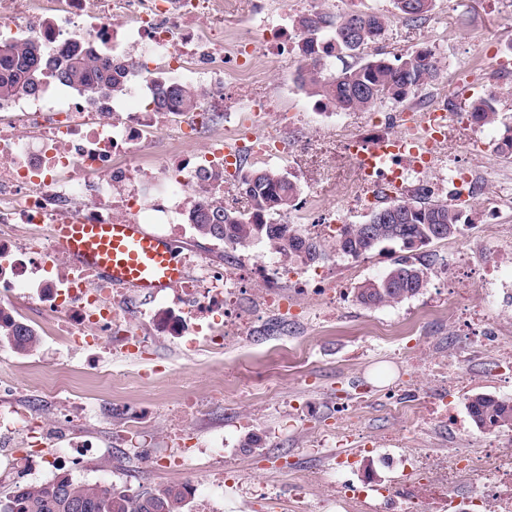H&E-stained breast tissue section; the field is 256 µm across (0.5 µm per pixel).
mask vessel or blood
Listing matches in <instances>:
<instances>
[{
	"instance_id": "1",
	"label": "vessel or blood",
	"mask_w": 512,
	"mask_h": 512,
	"mask_svg": "<svg viewBox=\"0 0 512 512\" xmlns=\"http://www.w3.org/2000/svg\"><path fill=\"white\" fill-rule=\"evenodd\" d=\"M361 173H376L385 180L377 163L390 159L396 166L429 163L433 155L417 141L392 134L375 142L360 143L353 154ZM58 252L72 263L90 269L116 288H131L155 297L177 286L185 276L172 242L149 232L143 224L118 221L112 224H54L50 227Z\"/></svg>"
}]
</instances>
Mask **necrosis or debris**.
Instances as JSON below:
<instances>
[{
  "label": "necrosis or debris",
  "instance_id": "1",
  "mask_svg": "<svg viewBox=\"0 0 512 512\" xmlns=\"http://www.w3.org/2000/svg\"><path fill=\"white\" fill-rule=\"evenodd\" d=\"M44 0H0V40L34 42L57 49L88 38L101 57L132 48L128 91L119 101L89 98L46 81L40 95L20 93L0 100V312L11 313L10 300L30 295L49 316L61 341L73 351L87 352L97 365L96 349L123 322L125 292L100 282L95 274L63 260L52 238L35 235L45 224H88L148 218L161 229L184 223L190 202L223 197V181L204 175L223 170L224 148L250 139L241 126L228 139L211 140L203 153L158 165L150 160L158 144L154 131L169 123L171 112L157 110L140 91L152 83L157 63L173 79L200 89L201 105L191 129L206 133L223 125L228 112H248L260 120L271 109L268 97L251 90L253 74L246 63L258 49H287L281 29L258 24L242 34L236 48L225 50L215 33L222 0H65L60 14L44 16ZM241 89L237 99L224 98L225 80ZM481 170L457 165L448 172V203L466 207L482 198L491 236L512 237V225L498 223L504 197H481ZM29 234L17 237V228ZM194 275L177 290L175 305L148 314L157 333L176 337L189 353L224 350L226 338L244 337L246 320L235 302L246 277L236 266L214 267L183 255ZM480 344L496 352V376L512 378V336L500 333L493 320L476 312L470 317ZM46 424L23 405L0 402V433L27 436L23 454L31 465L49 462L44 446ZM452 468L461 474L483 469L487 480L477 493L479 512H512V460L493 450L477 458L449 451ZM443 468L426 456L413 457L403 490L358 487L338 482L352 502L367 498L399 499L400 512H450L452 498ZM434 474L438 489L431 500L409 495L421 477Z\"/></svg>",
  "mask_w": 512,
  "mask_h": 512
}]
</instances>
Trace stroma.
<instances>
[{
	"instance_id": "1",
	"label": "stroma",
	"mask_w": 512,
	"mask_h": 512,
	"mask_svg": "<svg viewBox=\"0 0 512 512\" xmlns=\"http://www.w3.org/2000/svg\"><path fill=\"white\" fill-rule=\"evenodd\" d=\"M224 46L232 48L248 24L260 21L293 30L301 14L299 0H223ZM331 13L380 11L388 17L387 31L368 53L387 58L431 48L441 63L438 75L403 102L377 104L385 129L396 132V114L416 113L427 103H443L452 119L446 129L425 182L438 199L448 194L450 163H469L488 171L487 192H512V161L495 149L500 134L496 125H467L461 117L470 103L495 95L501 114L512 116V68L500 64L512 48V5L505 0H434L424 23L407 21L392 0H326ZM298 47L280 59L264 50L255 55L252 71L258 91L275 104L260 125L279 133L293 145L287 156L271 165L288 173L298 187L302 204L333 212L343 223H364L365 209H345L346 200L362 193L358 174L344 144L348 137L365 135L364 111L344 112L320 105L298 85ZM482 136L488 146L475 158L465 151L467 142ZM474 248L500 268L505 283L495 300H487L478 266L458 267L453 279L430 275L420 294L402 304L366 309L352 292L365 280L381 276L390 264L386 254L373 253L361 263L336 253L321 261L347 289L334 315H327L320 300L304 298L298 318L263 308L259 292L244 293L240 312L250 320L248 336L229 342L223 354L185 355L178 340L157 336L148 346L121 351L123 334L106 343L96 369H89L83 354L56 343L37 314L32 300L17 298L14 314L34 326L42 337L39 352L20 356L0 342V381H8L25 395L29 409L54 422L74 404L108 408L111 420L100 418L80 427L98 454L112 458L109 466L62 458L44 479L62 474L104 486L132 490L158 484L211 487L216 512H296L294 498H301L305 512H317L319 502L335 494L324 474L338 455L329 439L337 419L353 423L364 444L347 446L353 465L347 477L354 485L367 482L393 484L400 480L407 449L442 455L460 448L481 452L488 440L498 451L512 453V429L487 434L475 427L466 398L484 393L512 402V383L497 382L491 375L496 357L488 347L473 348L472 331L449 304V288L463 289L464 303L490 305L492 316L512 327V244L505 241L456 236L429 246L434 259ZM456 351L465 356L468 382L453 391L452 422L427 427L399 415L390 397L395 386L416 384L437 389L426 367ZM224 384V401L212 405L210 387ZM209 408L200 419L195 436L204 443L223 436L221 456H206L201 469L170 466L179 438L167 429L169 415L186 398ZM139 408L144 420L139 434H125L127 409ZM231 472L233 485L220 481ZM258 488L246 496L247 488Z\"/></svg>"
}]
</instances>
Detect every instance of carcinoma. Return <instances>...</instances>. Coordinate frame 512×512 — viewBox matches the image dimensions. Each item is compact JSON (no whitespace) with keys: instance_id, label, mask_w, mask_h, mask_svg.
Here are the masks:
<instances>
[{"instance_id":"cac0c4a2","label":"carcinoma","mask_w":512,"mask_h":512,"mask_svg":"<svg viewBox=\"0 0 512 512\" xmlns=\"http://www.w3.org/2000/svg\"><path fill=\"white\" fill-rule=\"evenodd\" d=\"M404 18L418 22L433 9V0H393ZM301 36V64L297 81L311 97L341 110L368 109L384 101L401 102L409 94L436 78L439 61L428 48L413 51L390 61L377 54L365 56L359 48L380 39L388 26L387 17L378 12L330 14L313 11L295 19ZM341 63L331 70V60ZM128 65L120 60L97 61L89 52L68 46L53 55L41 47L0 41V99L20 92H39L43 77L50 73L61 84L83 92L100 88L118 96L125 87ZM153 102L167 111L194 112L200 104L197 94L185 91L175 82L156 86ZM471 118L484 125L499 123L502 134L496 143L498 152L512 155V121L500 115L498 101L489 96L474 101ZM239 188L248 209L240 211L210 200L189 207L185 221L203 237L246 247L256 241L278 252L291 263L310 265L327 258L328 250L353 258L376 249L399 247L389 271L369 279L356 288V301L366 309L393 306L421 292L428 281L430 265L415 262L408 252L440 240L438 228L451 230L450 237L461 232L462 213L443 201L430 199L423 191L419 197L395 204L397 218L384 217L387 208L372 212L371 228L362 224H343L336 238L326 245L302 233L296 224L277 221L296 206L298 189L289 177L275 168L247 171ZM0 338L17 353H27L39 343L35 330L10 318L0 317ZM466 407L475 426L483 432L512 428V403L478 393L467 398ZM191 490L188 486L157 485L133 492L127 488H101L74 481L67 475L37 485L18 486L0 499V512H187Z\"/></svg>"}]
</instances>
